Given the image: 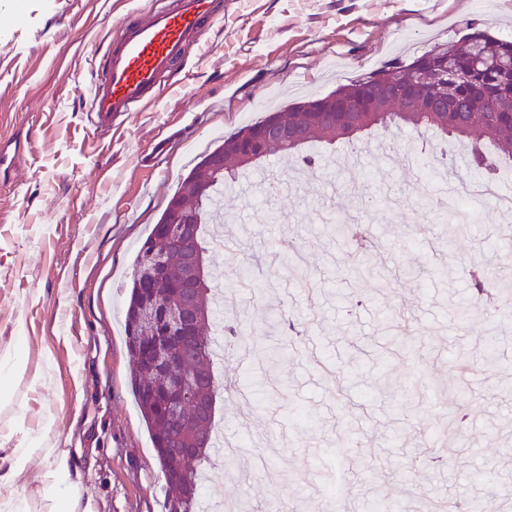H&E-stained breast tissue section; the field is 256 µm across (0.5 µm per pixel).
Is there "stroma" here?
<instances>
[{
    "instance_id": "35a3bbf8",
    "label": "stroma",
    "mask_w": 512,
    "mask_h": 512,
    "mask_svg": "<svg viewBox=\"0 0 512 512\" xmlns=\"http://www.w3.org/2000/svg\"><path fill=\"white\" fill-rule=\"evenodd\" d=\"M159 0H0V436L11 448H69L99 512H164L155 452L135 403L123 321L133 261L181 181L225 137L433 46L468 25L512 33V0H225L224 20L190 48L158 101L102 133L86 100L103 42L129 11ZM390 155L303 171L308 206L262 188L291 172L275 159L230 198L237 223L206 256L226 297L221 318L250 313L244 345H224L218 381L242 394L218 401L224 455L205 490L269 512H400L431 501L512 500V223L472 202L465 231L421 206L442 186L422 159L429 135L406 126ZM372 182L387 205L360 211ZM360 219L374 270L358 275L354 244L323 223L321 205ZM273 206L279 223L263 220ZM497 306L472 304L471 265ZM403 310L404 327L389 317ZM318 317L280 350L266 318ZM470 356L460 375L456 357ZM466 413L456 429L450 419ZM445 447L425 463L426 432Z\"/></svg>"
}]
</instances>
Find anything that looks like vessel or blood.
I'll return each instance as SVG.
<instances>
[{
	"label": "vessel or blood",
	"instance_id": "1",
	"mask_svg": "<svg viewBox=\"0 0 512 512\" xmlns=\"http://www.w3.org/2000/svg\"><path fill=\"white\" fill-rule=\"evenodd\" d=\"M218 18L215 0H165L121 20L92 79L87 112L94 127L110 132L113 122L155 100L188 45Z\"/></svg>",
	"mask_w": 512,
	"mask_h": 512
}]
</instances>
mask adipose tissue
<instances>
[{
  "label": "adipose tissue",
  "instance_id": "obj_1",
  "mask_svg": "<svg viewBox=\"0 0 512 512\" xmlns=\"http://www.w3.org/2000/svg\"><path fill=\"white\" fill-rule=\"evenodd\" d=\"M42 485L47 512H95L93 502L84 500L80 482L72 478L68 449L55 448L48 453Z\"/></svg>",
  "mask_w": 512,
  "mask_h": 512
}]
</instances>
